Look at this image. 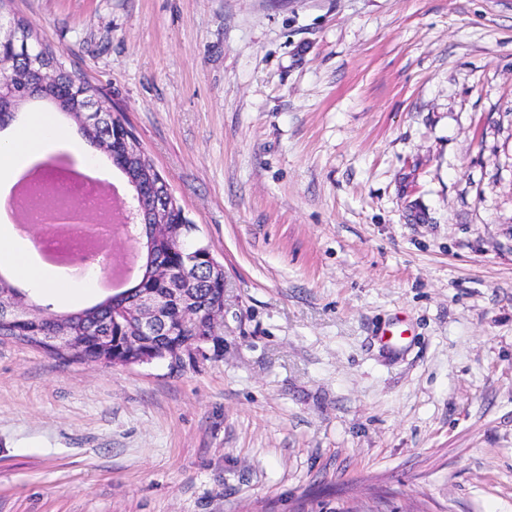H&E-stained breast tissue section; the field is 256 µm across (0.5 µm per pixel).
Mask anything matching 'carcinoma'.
Segmentation results:
<instances>
[{
	"instance_id": "cac0c4a2",
	"label": "carcinoma",
	"mask_w": 512,
	"mask_h": 512,
	"mask_svg": "<svg viewBox=\"0 0 512 512\" xmlns=\"http://www.w3.org/2000/svg\"><path fill=\"white\" fill-rule=\"evenodd\" d=\"M16 24V52L13 55V70L15 74L16 92L9 97H0V117L14 114L27 99V89L35 81L36 75L30 66V59L40 58L54 65L58 73V82L61 86L72 85V73L66 68L63 56L56 53L50 46L39 42L32 26L23 19L15 20ZM44 98L52 101L59 110L64 112L82 131L87 141L99 150L117 151L122 171L126 177L139 184L144 192L142 201L143 213L141 222L156 225L164 218L178 215L182 212L169 183L157 172L151 160L143 149L139 139L126 126L121 115H110L109 119L84 120V116L73 111L71 102L75 97H68L60 101L54 93L47 92ZM196 230L191 221L184 224V233L180 242L163 240L156 242L153 252H144L141 256L136 287L127 288L118 292L105 301L78 311L60 315V318L69 323L75 335L81 337L83 347L77 353L60 352L46 342L45 337L52 335L53 324L39 316V309L31 312L29 327L21 329L13 324L6 316L0 315V337L14 338L16 340L36 345L57 355L62 359H76L98 361L102 351L98 349L96 340L101 336L112 335V322L118 315L117 308L126 293L131 296L138 295L140 288H158L153 279L154 266L168 265L177 269L183 257L195 250L188 242L189 235ZM193 293L200 305H208L217 296L215 282L211 278L209 267L205 266L197 272L193 283ZM209 335L204 325L191 326L182 331L183 343L188 352H193L203 346L201 339Z\"/></svg>"
}]
</instances>
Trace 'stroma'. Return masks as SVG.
Returning a JSON list of instances; mask_svg holds the SVG:
<instances>
[{
	"label": "stroma",
	"mask_w": 512,
	"mask_h": 512,
	"mask_svg": "<svg viewBox=\"0 0 512 512\" xmlns=\"http://www.w3.org/2000/svg\"><path fill=\"white\" fill-rule=\"evenodd\" d=\"M224 267L180 363L0 339V512H512V0H12Z\"/></svg>",
	"instance_id": "stroma-1"
}]
</instances>
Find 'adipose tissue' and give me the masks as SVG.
Segmentation results:
<instances>
[{
  "mask_svg": "<svg viewBox=\"0 0 512 512\" xmlns=\"http://www.w3.org/2000/svg\"><path fill=\"white\" fill-rule=\"evenodd\" d=\"M60 146L66 147L81 166H92L83 143L70 136L56 117L47 112L34 115L9 137L0 138V183H12L27 166ZM0 260L29 288L51 297H80L97 288L94 275L77 278L46 264L32 242L19 237L9 224L0 226Z\"/></svg>",
  "mask_w": 512,
  "mask_h": 512,
  "instance_id": "1",
  "label": "adipose tissue"
}]
</instances>
